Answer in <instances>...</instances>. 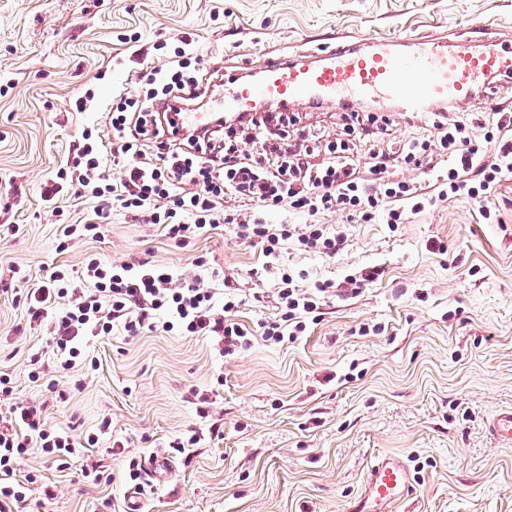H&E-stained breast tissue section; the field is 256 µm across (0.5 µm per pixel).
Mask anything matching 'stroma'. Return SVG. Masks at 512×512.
<instances>
[{
    "mask_svg": "<svg viewBox=\"0 0 512 512\" xmlns=\"http://www.w3.org/2000/svg\"><path fill=\"white\" fill-rule=\"evenodd\" d=\"M475 23L512 37V0H0V371L22 399L46 402L50 424L74 437L112 421L94 448L110 482H85L82 458L62 467L29 454L19 475H36L56 497L26 512H124L129 457L202 427L192 393L209 389L223 437L173 455L172 473L150 478L141 494L143 512H343L378 455L410 468L415 493L404 512H512V446L488 432L490 418L512 408V177L487 200L497 224L464 201L394 231L323 215L346 238L333 257L291 243L268 258L229 225L178 249L161 226L117 213L102 238L62 252L57 217L42 199L78 134L108 130L113 96L132 85V50L120 35L138 34L147 49L189 37L231 76L269 56L322 50L344 33L406 39ZM85 88L93 105L72 111ZM374 111L386 130L363 139L349 135L339 109L289 108V141L343 140L363 164L434 133L431 115L381 104ZM91 254L163 264L202 288L242 289L248 301L237 318L253 327L279 319L282 272L311 283L374 268L382 275L360 293L322 298L297 341L256 337L229 356L202 335L156 330L130 340L113 330L87 343L98 371L71 369L51 394L27 378L31 354L47 346L13 289L36 286L59 264L81 270ZM199 256L206 266H196ZM117 441L125 448L114 455Z\"/></svg>",
    "mask_w": 512,
    "mask_h": 512,
    "instance_id": "1",
    "label": "stroma"
}]
</instances>
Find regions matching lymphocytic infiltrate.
<instances>
[{
  "label": "lymphocytic infiltrate",
  "mask_w": 512,
  "mask_h": 512,
  "mask_svg": "<svg viewBox=\"0 0 512 512\" xmlns=\"http://www.w3.org/2000/svg\"><path fill=\"white\" fill-rule=\"evenodd\" d=\"M212 76L209 61L191 40L181 39L164 66L138 72L134 88L117 95L105 134L82 131L65 164L48 178L44 198L52 200L74 187L77 197L93 201V217L83 224L62 225L60 249L99 238L103 224L116 213L162 226L181 249L230 224L239 238L261 245L269 258L291 238L304 251L336 255L344 247V236L327 233L319 222L321 215L336 211L394 230L410 216L454 199L477 204L485 223H499L497 211L486 201L512 174L511 112L498 113L492 121L477 115L466 123L448 124L437 139L404 142L397 150L404 163L419 166L435 156L448 161L422 187L389 179L390 160L383 156L360 170L343 141L327 144L317 164L310 146L284 150L285 117L276 105L260 121L242 122L243 130L255 134L252 147L224 143L226 125L221 120L206 137L167 136L176 113L208 96ZM115 166L120 169L116 179L110 174ZM228 195L240 199V210H225ZM280 209L300 214L305 224L269 223L270 213ZM315 288V293H306L290 273H282L277 287L281 315L261 323L264 341L278 344L305 335L307 316L318 308L316 296L328 292L330 284L319 282ZM24 302L30 322L45 330L54 353L49 363L32 356L28 377L50 390L59 372L80 365L94 373L97 363L87 358L82 345L86 337H105L116 328L130 338L159 328L185 336L202 334L223 354L250 343V329L234 319L240 299L228 296L223 307H216L214 291L147 261L112 264L90 256L77 277L58 265L38 287L26 289ZM0 397L9 401L7 412L0 413V512H24L33 495L49 500L53 494L35 475L18 476L20 459L36 452L64 461L79 448L94 447L98 439L91 434L80 445L50 426L42 404L14 397L5 373H0Z\"/></svg>",
  "instance_id": "f902f5d3"
}]
</instances>
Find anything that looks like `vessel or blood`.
<instances>
[{"mask_svg": "<svg viewBox=\"0 0 512 512\" xmlns=\"http://www.w3.org/2000/svg\"><path fill=\"white\" fill-rule=\"evenodd\" d=\"M502 81L512 82V39L499 40L476 25L453 38L342 40L317 54L272 57L259 65L255 79L225 82L220 106L253 112L274 100L343 109L357 100L381 99L402 112L431 113L479 94L493 98ZM489 432L511 446L512 409L494 414ZM412 491L402 459L377 457L345 512H397Z\"/></svg>", "mask_w": 512, "mask_h": 512, "instance_id": "obj_1", "label": "vessel or blood"}]
</instances>
